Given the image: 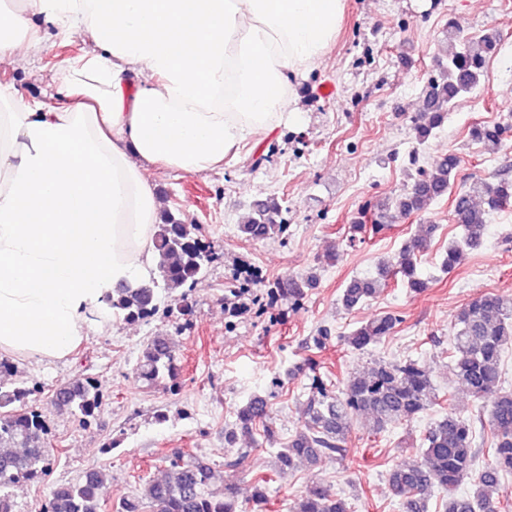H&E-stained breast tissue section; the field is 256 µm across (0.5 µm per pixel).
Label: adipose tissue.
<instances>
[{
    "instance_id": "obj_1",
    "label": "adipose tissue",
    "mask_w": 512,
    "mask_h": 512,
    "mask_svg": "<svg viewBox=\"0 0 512 512\" xmlns=\"http://www.w3.org/2000/svg\"><path fill=\"white\" fill-rule=\"evenodd\" d=\"M42 17L90 48L52 111L0 84V350L68 355L113 288L142 280L161 199L152 166L198 173L287 119L342 0H0V63L45 49Z\"/></svg>"
}]
</instances>
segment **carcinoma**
Wrapping results in <instances>:
<instances>
[{
	"instance_id": "1",
	"label": "carcinoma",
	"mask_w": 512,
	"mask_h": 512,
	"mask_svg": "<svg viewBox=\"0 0 512 512\" xmlns=\"http://www.w3.org/2000/svg\"><path fill=\"white\" fill-rule=\"evenodd\" d=\"M499 43V34L486 33L448 58L441 78L427 87V121L415 126L418 144H425L444 123L457 98L478 85L486 57L497 50ZM508 129L507 125H480L472 128L471 136L498 150L504 145ZM457 163L453 155L443 157L429 173L419 175L407 193L364 210L360 221L352 225L353 231L379 230L385 226L390 211L418 213L433 200L445 196ZM511 199L512 181L507 178L477 179L459 191L452 207L462 235L448 246L441 263L443 271L455 269L463 261L466 249L483 242L486 210L478 202L494 210ZM252 209L248 223L239 226L245 238L263 240L286 230L282 207L276 199L255 201ZM434 231L435 225H426L424 233L406 242L392 260L380 262L379 277L350 280L340 297L343 307L353 310L375 298L391 275L400 277L414 292L426 288L427 282L418 272V256ZM153 244L158 278L149 284L115 288L110 300L114 317L127 322L148 320L159 309L155 288L193 289L216 259L210 243L197 234L195 225L184 223L168 211L160 214V223L154 226ZM315 283L313 273L305 278H291L280 293L289 304L299 308L306 289ZM396 323L395 316L380 315L351 330L344 337L345 344L363 350L390 334ZM454 328L449 348L453 375L472 396L489 399V426L494 435L493 448L489 449L492 462L480 471L475 470L476 460L484 451L479 441L483 419L472 421L450 412L425 431L415 460L390 471L389 486L395 495L403 497L404 512H428L429 498L436 490L448 494L442 512H507L512 504L500 488V478L512 474V389L501 386L500 367L504 349L512 346V296L486 293L475 297L457 311ZM135 375L147 382L165 379L173 391H178L180 382L172 339L151 338L142 351ZM40 390L36 383L19 382L9 388L0 385V437L25 449L17 454L0 448V512H12L8 489L15 482L34 471L44 473L50 466L45 416L28 404V399L35 398ZM438 401V389L430 374L414 360L375 361L368 371L352 373L338 392L315 378L306 400L302 427L278 451L277 466L284 471L298 464L316 466L325 459L343 456L352 423L360 414L367 416L371 431L377 435L413 419ZM53 404L88 424L97 417L102 397L95 381L83 377L59 388ZM268 417L267 401L261 397L250 399L238 408L235 428L225 433V442L237 448ZM214 479V471L205 463L177 451L169 458L163 480L148 482L143 496L122 500L115 512H143L145 500L155 512H240L236 489L227 485L224 492H213L209 486ZM467 479L475 486L473 493L457 494L458 487ZM107 480V473L93 470L78 484L53 488L49 512H99L95 489ZM292 512H350V506L328 487L314 484L298 499Z\"/></svg>"
}]
</instances>
